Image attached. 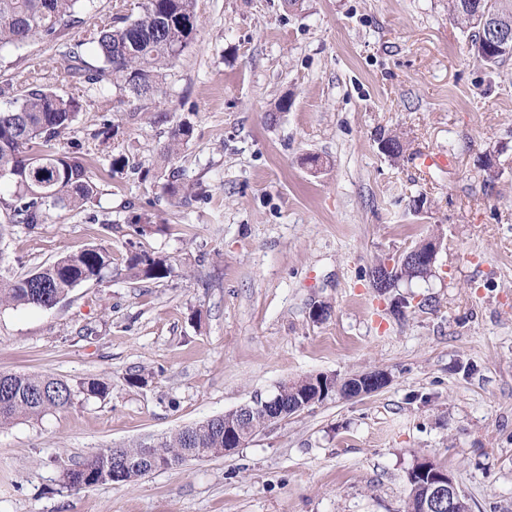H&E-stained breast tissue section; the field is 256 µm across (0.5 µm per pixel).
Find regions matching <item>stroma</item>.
I'll return each mask as SVG.
<instances>
[{
  "label": "stroma",
  "instance_id": "stroma-1",
  "mask_svg": "<svg viewBox=\"0 0 512 512\" xmlns=\"http://www.w3.org/2000/svg\"><path fill=\"white\" fill-rule=\"evenodd\" d=\"M142 3L95 0L63 39L97 65L87 31ZM196 14L158 95L91 89L55 142L81 145L95 198L0 237V276L97 244L114 258L52 309L0 308V372L111 387L0 429V512H403L423 459L451 472L472 512H512V57L477 59L448 0H196ZM63 67L35 38L0 51V85L23 93L16 75L35 69L65 93ZM183 121L193 136L164 163ZM383 132L399 157L380 151ZM426 154L445 161L423 167ZM119 155L130 163L116 173ZM142 215L157 229L141 250L191 276L128 275ZM433 235L445 240L434 272L398 282L417 302L394 316L367 273ZM374 370L385 388L333 395L224 456L60 485L65 465L283 382ZM135 374L145 384L129 385Z\"/></svg>",
  "mask_w": 512,
  "mask_h": 512
}]
</instances>
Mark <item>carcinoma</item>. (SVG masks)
I'll return each mask as SVG.
<instances>
[{
  "label": "carcinoma",
  "mask_w": 512,
  "mask_h": 512,
  "mask_svg": "<svg viewBox=\"0 0 512 512\" xmlns=\"http://www.w3.org/2000/svg\"><path fill=\"white\" fill-rule=\"evenodd\" d=\"M93 0H0V50L21 48L39 37L58 41L63 31L76 23L77 15L90 10ZM451 19L474 29L470 49L492 67L503 58L488 59L481 38L478 14L504 19L512 25V0H451ZM197 27L195 0H144L141 13L132 21L114 26L103 21L91 30L99 66L84 64L79 53L65 48L67 65L59 77L71 92L59 94L29 70L20 75L25 94L12 96L13 86H0V181L11 186L0 193V215L10 224L37 229L52 209L80 210L97 193L88 164L79 148L47 151L76 122L88 86L108 82L129 100H144L161 91L163 72L185 50ZM192 126L179 123L162 157L169 161L188 143ZM112 266V253L98 246L61 256L52 264L10 279L0 278V307L51 309L77 286L98 281ZM127 268L142 280H161L174 273L173 266L146 253H134ZM368 277L381 288H394L403 278L421 274L382 264ZM313 377L287 381L278 387L277 399L288 417L298 412V398L311 388ZM108 384L96 379L72 385L49 374L0 373V428L20 418H38L65 410L78 395L104 399ZM224 418L214 416L179 428L157 442H137L124 448H105L100 453L64 469L60 486L79 492L104 483H130L156 470L174 469L193 460L224 455ZM427 478L407 476L409 495L406 512H419Z\"/></svg>",
  "instance_id": "cac0c4a2"
}]
</instances>
